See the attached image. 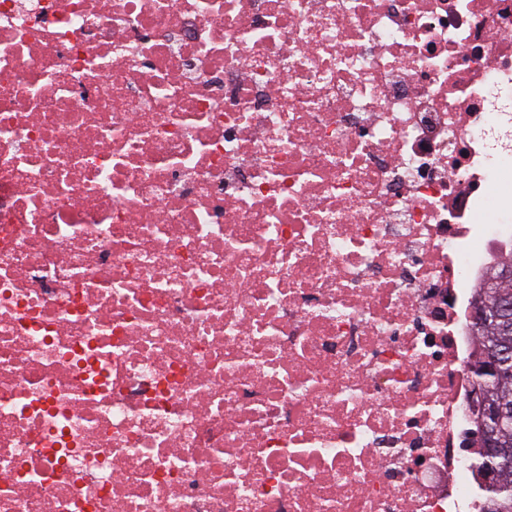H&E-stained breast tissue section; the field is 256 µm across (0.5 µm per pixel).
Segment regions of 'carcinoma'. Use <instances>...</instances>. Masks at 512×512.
<instances>
[{
	"label": "carcinoma",
	"mask_w": 512,
	"mask_h": 512,
	"mask_svg": "<svg viewBox=\"0 0 512 512\" xmlns=\"http://www.w3.org/2000/svg\"><path fill=\"white\" fill-rule=\"evenodd\" d=\"M512 300V251L504 257L498 267L487 277L477 294L481 307L487 313L482 323L474 324L475 352L473 359H481L483 352L491 347L512 350V335L501 331L504 299ZM475 385L485 388L486 399L504 400L512 404V355L503 359V364L492 373H473ZM499 492L487 493V508L483 512H512V461L499 469Z\"/></svg>",
	"instance_id": "obj_1"
}]
</instances>
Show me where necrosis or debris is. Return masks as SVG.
<instances>
[{"mask_svg":"<svg viewBox=\"0 0 512 512\" xmlns=\"http://www.w3.org/2000/svg\"><path fill=\"white\" fill-rule=\"evenodd\" d=\"M512 0H0V512H480Z\"/></svg>","mask_w":512,"mask_h":512,"instance_id":"1","label":"necrosis or debris"}]
</instances>
